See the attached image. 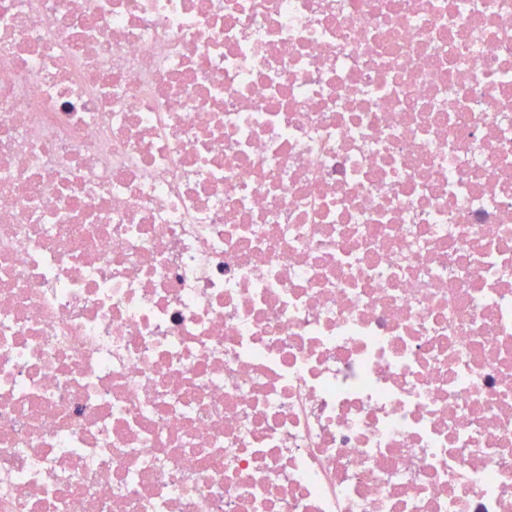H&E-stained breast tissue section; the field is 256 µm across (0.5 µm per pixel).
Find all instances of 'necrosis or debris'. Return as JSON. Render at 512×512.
<instances>
[{"label": "necrosis or debris", "mask_w": 512, "mask_h": 512, "mask_svg": "<svg viewBox=\"0 0 512 512\" xmlns=\"http://www.w3.org/2000/svg\"><path fill=\"white\" fill-rule=\"evenodd\" d=\"M0 512H512V0H0Z\"/></svg>", "instance_id": "4bbe7bcc"}]
</instances>
